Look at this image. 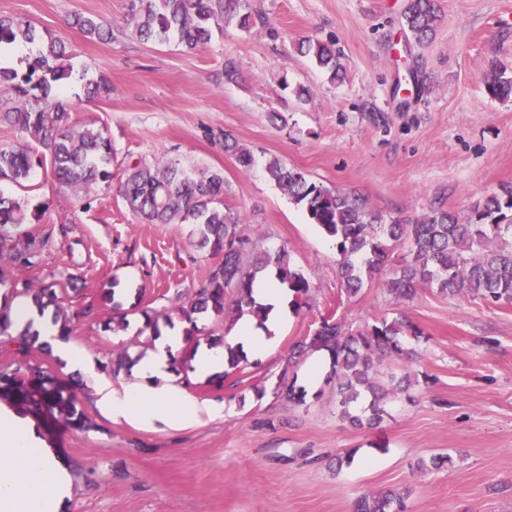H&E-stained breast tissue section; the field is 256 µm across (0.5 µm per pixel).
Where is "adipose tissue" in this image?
<instances>
[{
	"label": "adipose tissue",
	"mask_w": 512,
	"mask_h": 512,
	"mask_svg": "<svg viewBox=\"0 0 512 512\" xmlns=\"http://www.w3.org/2000/svg\"><path fill=\"white\" fill-rule=\"evenodd\" d=\"M254 296L269 306L267 320L261 324L243 315L232 328L230 340L257 357L279 333L285 316V290L270 276L256 284ZM11 311L16 328L36 325L60 358L94 379L98 405L110 417L186 426L208 413V406L167 379L169 357L182 344L180 330L156 341L154 350L136 369L137 383L116 389L110 381L96 378L87 353L72 342L59 340L56 326L39 316L30 302H12ZM72 490L67 467L53 449L43 445L35 426L14 412L0 411V512H61Z\"/></svg>",
	"instance_id": "adipose-tissue-1"
}]
</instances>
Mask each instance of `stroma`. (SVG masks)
<instances>
[{"instance_id":"obj_1","label":"stroma","mask_w":512,"mask_h":512,"mask_svg":"<svg viewBox=\"0 0 512 512\" xmlns=\"http://www.w3.org/2000/svg\"><path fill=\"white\" fill-rule=\"evenodd\" d=\"M405 4L248 0L250 30L223 24L189 51L133 36L128 0H0V15L69 43L72 115L112 140V178L89 193L59 186L46 166L23 186L0 180V197L40 213L30 230L43 247L28 276L68 286L64 305L80 315L72 338L100 376L135 382L132 369L108 368L109 351L134 361L154 350L146 316L175 315L214 265L192 226L145 224L132 212L119 192L128 165L177 159L223 171L225 204L264 246H286L310 283L306 306L288 314L257 364L222 381L171 364V382L219 408L179 430L108 417L93 381L53 350L24 355L1 337L0 371L32 366L68 381L93 422L81 431L35 421L73 479L65 512H354L360 496L386 489L404 494L408 512H512V303L424 289L398 304L378 283L338 301L335 241L265 172L276 158L384 217L412 220L437 206L469 216L512 186V96L487 88L492 74L512 77V0H438L424 43L402 25ZM77 14L111 25V40L85 36ZM305 39L334 43L341 80L298 53ZM91 80L110 94L87 98ZM228 138L250 149L253 168L225 152ZM110 281L131 298L85 314ZM400 310L422 333L421 358L381 365L383 379L408 374L414 384L389 398L379 425L352 429L325 384L308 388L300 407L273 395L289 347L322 316L356 328ZM441 453L451 464L428 469ZM336 456L342 468L329 467Z\"/></svg>"}]
</instances>
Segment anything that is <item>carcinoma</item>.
<instances>
[{
    "label": "carcinoma",
    "instance_id": "cac0c4a2",
    "mask_svg": "<svg viewBox=\"0 0 512 512\" xmlns=\"http://www.w3.org/2000/svg\"><path fill=\"white\" fill-rule=\"evenodd\" d=\"M129 12L139 39L160 43L175 39L189 49L209 42L213 27L224 21L234 20L242 29L251 22L244 0H129ZM402 20L416 42H422L434 30L435 0H407ZM73 25L100 40L110 35L96 17L77 14ZM37 38L30 21L0 16V49L33 44ZM298 51L328 71L331 79L340 77L343 65L332 45L308 39L299 43ZM68 58L66 44L50 38L28 61L25 73L0 67V104L4 105L0 122L31 135L43 148L36 157L24 141L1 147L0 179L20 185L45 159L54 178L77 195L112 179L111 139L101 128L79 124L57 92L70 77V67L64 64ZM489 91L495 96L512 93V77L492 75ZM224 149L239 166H252L247 147L226 139ZM266 170L309 220L336 240L339 302L358 296L387 271L382 285L397 302L414 298L422 288H435L450 297L466 293L492 304L512 303V224L498 221L503 210L512 211V188L479 202L474 222L463 221L442 207L431 209L422 220L387 221L365 199L324 188L278 160L268 162ZM121 191L129 208L148 223L195 225L198 246L221 257L190 305L179 307L182 319L190 324L184 332L181 362H191L199 347L198 336L204 332L197 324L200 315L223 317L229 306L238 318L249 314L264 322L268 308L256 302L253 288L269 274L292 295L293 312L306 305L310 285L291 263L288 250L257 248L246 225L224 207L221 172L186 168L175 161L139 162L126 168ZM33 219L41 216L29 213L24 202L0 199V287L7 285L15 293L31 296L41 311L54 307L58 335L67 338L79 314L69 316L60 306L63 284L52 275L36 281L22 276L39 265L41 241L20 230ZM229 289L235 292L231 305L226 304ZM418 338L401 311L390 320L383 318L355 330L331 315L289 349L286 364L295 369L307 354L328 352L329 378L336 382L342 416L353 427L362 428L382 419L390 392H403L411 385L408 380L385 389L376 381L375 364L384 359L415 361ZM273 394L293 405L305 399V390L295 387L285 374ZM0 397L48 414L54 426L79 430L90 426L75 405L71 386L38 370L28 375L18 369L0 372ZM354 512H406V504L394 491L365 494L358 498Z\"/></svg>",
    "mask_w": 512,
    "mask_h": 512
}]
</instances>
